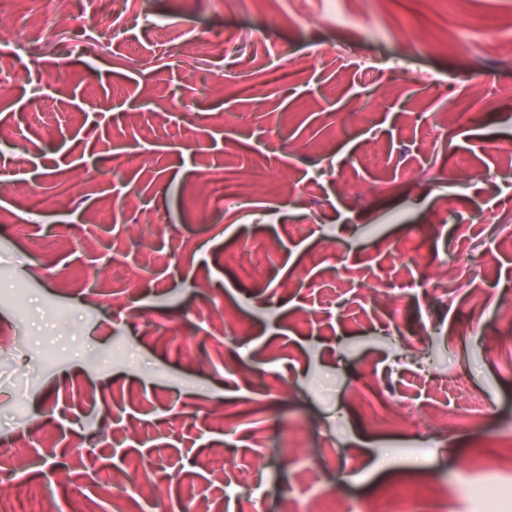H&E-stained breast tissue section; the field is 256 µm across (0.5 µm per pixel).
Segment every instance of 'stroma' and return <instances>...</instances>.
I'll use <instances>...</instances> for the list:
<instances>
[{"label":"stroma","instance_id":"obj_1","mask_svg":"<svg viewBox=\"0 0 512 512\" xmlns=\"http://www.w3.org/2000/svg\"><path fill=\"white\" fill-rule=\"evenodd\" d=\"M39 7L15 0L0 45V443L27 436L43 476L39 423L141 460L105 496L89 472L87 512L143 491L151 512L338 492L469 512L461 469L512 447V154L492 150L512 144V48L476 49L512 0H343L344 26L325 0H111L76 53L78 0H56L34 54L19 18ZM77 166L97 178L72 183ZM257 171L254 218L211 216L200 174ZM439 260L454 289L418 294ZM386 283L396 307L370 293ZM401 403L434 443L385 426ZM214 448L232 482L199 469ZM341 452L346 473L309 465Z\"/></svg>","mask_w":512,"mask_h":512}]
</instances>
